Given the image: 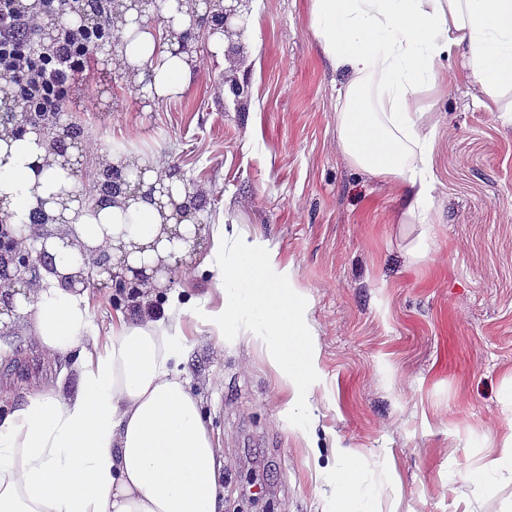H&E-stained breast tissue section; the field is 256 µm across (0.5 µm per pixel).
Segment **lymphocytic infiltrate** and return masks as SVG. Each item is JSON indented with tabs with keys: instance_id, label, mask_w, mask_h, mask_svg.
<instances>
[{
	"instance_id": "obj_1",
	"label": "lymphocytic infiltrate",
	"mask_w": 512,
	"mask_h": 512,
	"mask_svg": "<svg viewBox=\"0 0 512 512\" xmlns=\"http://www.w3.org/2000/svg\"><path fill=\"white\" fill-rule=\"evenodd\" d=\"M55 0H0V72L13 78L21 109L45 120L62 112L75 75L85 73L102 39L94 23L61 25L53 42L41 37Z\"/></svg>"
}]
</instances>
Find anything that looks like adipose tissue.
Segmentation results:
<instances>
[{
    "label": "adipose tissue",
    "mask_w": 512,
    "mask_h": 512,
    "mask_svg": "<svg viewBox=\"0 0 512 512\" xmlns=\"http://www.w3.org/2000/svg\"><path fill=\"white\" fill-rule=\"evenodd\" d=\"M169 29L139 25L128 11L113 39L129 64L147 67L156 101L180 98L201 76L195 54L179 51L171 32L189 17L165 0ZM310 28L345 84L337 134L356 167L392 180L404 215L426 223L433 206L432 144L416 94L433 86L444 58L466 48V71L487 101L512 112V0H310ZM72 179L37 134L0 138V216L23 226L25 246L46 247L54 271L42 272L26 310L43 354L64 358L75 391L27 395L0 417V512H217V450L196 398L174 368L186 353L182 312L157 320L119 317L106 336L91 332L86 291L65 277L101 251L126 277L142 271L143 294L157 287L160 264L189 261L196 238L172 208L117 198L78 215L62 203ZM47 222L33 225L34 212ZM204 264L222 295L220 307H193L217 332L251 335L285 385L295 425L312 430L308 387L319 375L306 310L293 267L266 241L209 227ZM334 512H371V488L345 456L332 475Z\"/></svg>",
    "instance_id": "1"
}]
</instances>
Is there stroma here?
I'll return each instance as SVG.
<instances>
[{
    "label": "stroma",
    "mask_w": 512,
    "mask_h": 512,
    "mask_svg": "<svg viewBox=\"0 0 512 512\" xmlns=\"http://www.w3.org/2000/svg\"><path fill=\"white\" fill-rule=\"evenodd\" d=\"M247 27L221 58L199 39L201 79L147 107L104 49L72 82L62 117L84 131L79 171L116 143L154 154L203 200L199 223L224 219L294 267L318 349L313 435L285 415L292 391L259 344L182 318L180 368L219 450L220 512H330L338 489L327 473L342 454L374 487L373 512H512V481L489 493L470 479L512 437V114L483 106L453 51L417 95L434 179L419 224L403 216L394 182L341 148V78L319 52L308 0H262ZM228 70L245 83L243 101L224 92ZM208 248L201 237L151 307L173 293L220 306ZM88 295L102 335L143 304L114 302L100 285ZM60 382L77 385L68 362L45 358L29 316L0 332V397L14 405Z\"/></svg>",
    "instance_id": "obj_1"
}]
</instances>
